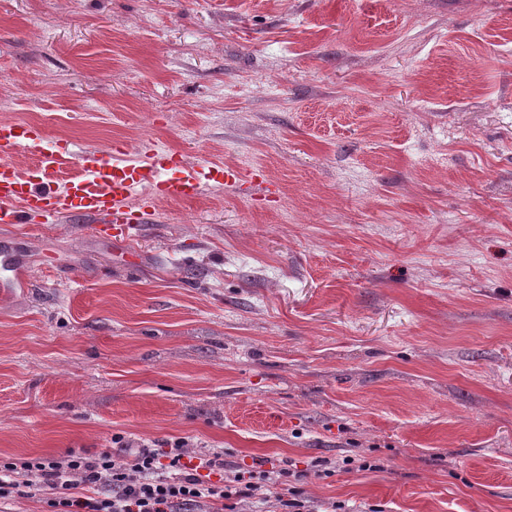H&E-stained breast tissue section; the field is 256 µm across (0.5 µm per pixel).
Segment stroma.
<instances>
[{
  "mask_svg": "<svg viewBox=\"0 0 512 512\" xmlns=\"http://www.w3.org/2000/svg\"><path fill=\"white\" fill-rule=\"evenodd\" d=\"M1 120L246 180L0 224V457L184 437L327 462L316 512H512V0H0ZM21 257L12 247L0 241V293L7 297L20 282Z\"/></svg>",
  "mask_w": 512,
  "mask_h": 512,
  "instance_id": "35a3bbf8",
  "label": "stroma"
}]
</instances>
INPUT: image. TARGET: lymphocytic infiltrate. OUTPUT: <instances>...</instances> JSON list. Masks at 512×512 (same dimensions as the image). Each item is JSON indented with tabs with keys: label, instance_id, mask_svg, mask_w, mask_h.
<instances>
[{
	"label": "lymphocytic infiltrate",
	"instance_id": "lymphocytic-infiltrate-1",
	"mask_svg": "<svg viewBox=\"0 0 512 512\" xmlns=\"http://www.w3.org/2000/svg\"><path fill=\"white\" fill-rule=\"evenodd\" d=\"M264 487L274 489L280 512H309L288 469L240 470L228 476L223 452L191 458L183 437L139 449L123 462L107 451L0 462V501L48 489L49 512H178L201 502L210 503L211 512H226L229 500L252 497Z\"/></svg>",
	"mask_w": 512,
	"mask_h": 512
}]
</instances>
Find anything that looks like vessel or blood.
I'll list each match as a JSON object with an SVG mask.
<instances>
[{"instance_id": "b4317fda", "label": "vessel or blood", "mask_w": 512, "mask_h": 512, "mask_svg": "<svg viewBox=\"0 0 512 512\" xmlns=\"http://www.w3.org/2000/svg\"><path fill=\"white\" fill-rule=\"evenodd\" d=\"M27 151L36 162L18 168L12 157ZM141 159H128L125 145L92 147L71 156L50 141L44 126L0 121V224H28L33 217L51 224L78 215L98 220L106 239H126L156 214L159 203L197 199L212 185H232L241 171L212 162L190 163L182 152L157 144L141 147ZM76 165V176L58 181L57 169ZM21 257L0 241V295L20 282Z\"/></svg>"}]
</instances>
